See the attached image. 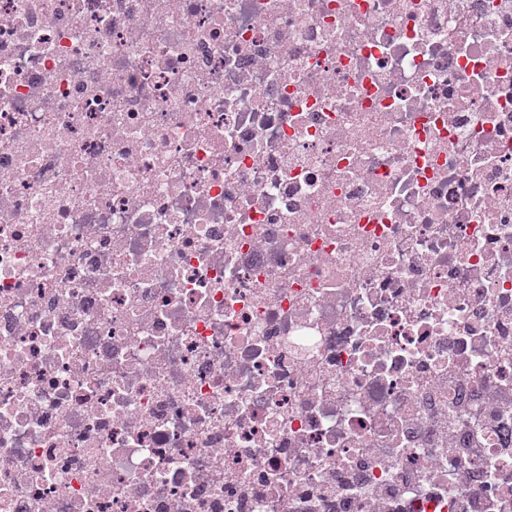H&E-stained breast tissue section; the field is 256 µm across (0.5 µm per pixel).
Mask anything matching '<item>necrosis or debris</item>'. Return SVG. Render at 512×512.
<instances>
[{
	"label": "necrosis or debris",
	"instance_id": "1",
	"mask_svg": "<svg viewBox=\"0 0 512 512\" xmlns=\"http://www.w3.org/2000/svg\"><path fill=\"white\" fill-rule=\"evenodd\" d=\"M0 512H512V0H0Z\"/></svg>",
	"mask_w": 512,
	"mask_h": 512
}]
</instances>
